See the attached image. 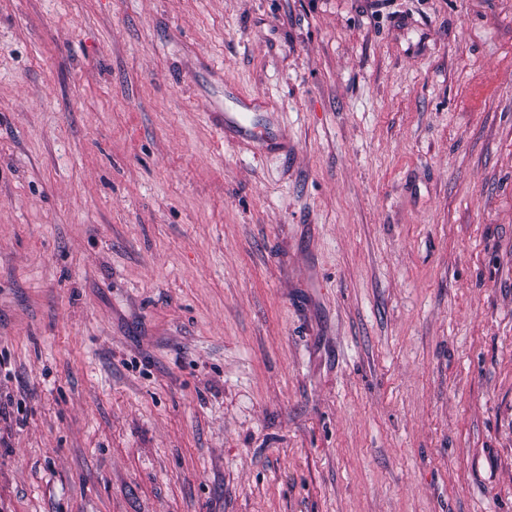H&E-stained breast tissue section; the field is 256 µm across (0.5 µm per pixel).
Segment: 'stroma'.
I'll return each instance as SVG.
<instances>
[{
  "label": "stroma",
  "instance_id": "stroma-1",
  "mask_svg": "<svg viewBox=\"0 0 512 512\" xmlns=\"http://www.w3.org/2000/svg\"><path fill=\"white\" fill-rule=\"evenodd\" d=\"M0 512H512V0H0Z\"/></svg>",
  "mask_w": 512,
  "mask_h": 512
}]
</instances>
